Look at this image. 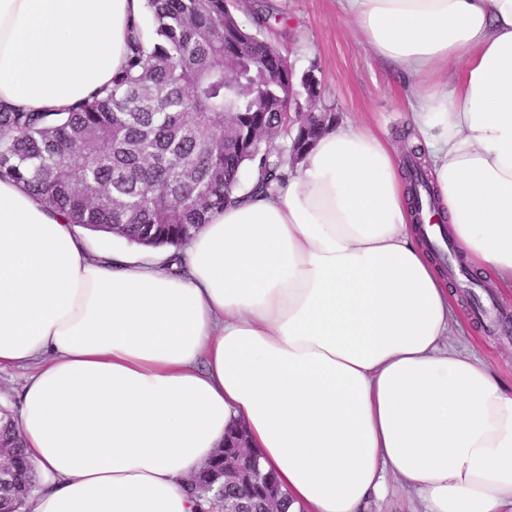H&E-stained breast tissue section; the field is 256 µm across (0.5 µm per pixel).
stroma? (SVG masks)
Returning a JSON list of instances; mask_svg holds the SVG:
<instances>
[{
  "label": "stroma",
  "mask_w": 512,
  "mask_h": 512,
  "mask_svg": "<svg viewBox=\"0 0 512 512\" xmlns=\"http://www.w3.org/2000/svg\"><path fill=\"white\" fill-rule=\"evenodd\" d=\"M236 13L247 24L255 14L267 17L262 36L280 47L295 77L315 74L321 103L336 123L367 127L407 146L415 87L374 54L340 0H239ZM469 333L481 337L494 371L511 381L512 323L497 325L475 313Z\"/></svg>",
  "instance_id": "obj_1"
}]
</instances>
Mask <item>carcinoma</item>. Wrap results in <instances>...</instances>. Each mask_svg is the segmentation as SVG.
I'll use <instances>...</instances> for the list:
<instances>
[{
	"label": "carcinoma",
	"instance_id": "1",
	"mask_svg": "<svg viewBox=\"0 0 512 512\" xmlns=\"http://www.w3.org/2000/svg\"><path fill=\"white\" fill-rule=\"evenodd\" d=\"M152 28L132 26L127 62L101 89L56 112L0 105V178L24 183L71 223L130 243L182 245L245 188L242 174L257 167L259 189L287 177L319 138L299 137L300 122L284 113L282 54L244 27L227 0H148ZM236 113L237 122L224 117ZM277 131L275 145L237 146L253 129ZM413 204L422 209L431 188L422 172L406 174ZM0 441L15 449L18 486L0 487V509L16 512L30 493L32 464L8 424ZM220 451L191 495L207 512H265L261 491L275 488L256 456L255 478L235 488L213 482L223 475Z\"/></svg>",
	"mask_w": 512,
	"mask_h": 512
}]
</instances>
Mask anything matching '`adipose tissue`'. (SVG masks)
Here are the masks:
<instances>
[{"label":"adipose tissue","mask_w":512,"mask_h":512,"mask_svg":"<svg viewBox=\"0 0 512 512\" xmlns=\"http://www.w3.org/2000/svg\"><path fill=\"white\" fill-rule=\"evenodd\" d=\"M417 83V144L463 266L512 295V0H344ZM146 0H0V105L111 85ZM0 179V371L32 512H192L186 482L246 427L290 512H363L398 479L425 512H512V386L417 224L395 149L325 131L284 184L169 256L91 249ZM30 371L13 369L0 372V409L16 415L19 409V393Z\"/></svg>","instance_id":"ef3b65f1"}]
</instances>
